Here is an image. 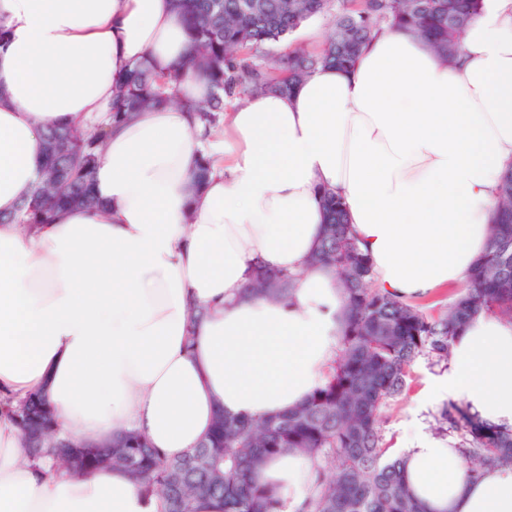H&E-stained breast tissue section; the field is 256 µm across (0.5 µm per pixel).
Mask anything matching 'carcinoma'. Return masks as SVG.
I'll return each mask as SVG.
<instances>
[{"label": "carcinoma", "instance_id": "obj_1", "mask_svg": "<svg viewBox=\"0 0 512 512\" xmlns=\"http://www.w3.org/2000/svg\"><path fill=\"white\" fill-rule=\"evenodd\" d=\"M191 41L187 66L200 72L219 91L206 106L186 101L198 112L206 132L220 127L225 102L259 92L288 93L320 66L350 69L377 27L406 28L427 42L445 60L462 51L460 37L481 13L484 0H174ZM317 15L331 16L325 48L312 55L302 48L259 54L263 46L291 36ZM182 73L164 77L137 65L119 81L112 99L115 124L137 112L162 109L175 101ZM107 135L101 127L78 133L53 127L45 134V164L40 181L16 214L0 216V224L34 227L50 223L71 207L94 208L93 189L98 153ZM325 231L312 261L338 270L348 314L339 358L331 378L316 388L297 410L269 419L216 416L206 438L184 457L167 459L134 431L113 438L120 450L112 466L130 472L147 493H156L163 512H197L202 498L224 501V512H275L278 501L254 480L268 459L296 451L313 462L325 458L330 474L319 473L303 512H425L409 492L403 458L387 456L381 434V413L400 395L406 376L420 356L448 359L453 339L477 315L497 312L512 321V168L499 187L489 247L469 273L466 284L448 308L431 315L373 284L368 258L360 251L341 199L321 195ZM258 295L285 299L292 278L264 266L256 273ZM16 423L26 420L43 431L41 450L28 455L37 466L55 465L54 448L64 439L57 413L45 398L30 396L13 411ZM471 437L467 456L479 464L512 467V432L480 422L463 407L443 420Z\"/></svg>", "mask_w": 512, "mask_h": 512}]
</instances>
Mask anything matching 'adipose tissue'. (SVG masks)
I'll use <instances>...</instances> for the list:
<instances>
[{"label": "adipose tissue", "instance_id": "ef3b65f1", "mask_svg": "<svg viewBox=\"0 0 512 512\" xmlns=\"http://www.w3.org/2000/svg\"><path fill=\"white\" fill-rule=\"evenodd\" d=\"M0 24L4 216L40 178L45 130L102 121L135 64L182 69L194 101L214 92L186 66L173 0H0ZM200 133L197 113L143 110L106 139L101 209H66L30 232L0 224V512L161 509L121 469L76 480L23 465L6 405L31 394H46L76 441L133 428L170 458L205 438L217 410L259 419L305 403L329 376L346 313L336 271L310 262L321 190L342 199L376 287L412 301L464 282L512 167V0H485L457 63L386 28L354 68L234 102L218 135ZM260 264L294 276L291 299L247 295ZM194 303L204 318L192 319ZM430 393L512 431V323L473 318ZM403 441L426 512H512V468L473 481L446 439L414 422ZM312 472L282 454L255 481L299 512Z\"/></svg>", "mask_w": 512, "mask_h": 512}]
</instances>
